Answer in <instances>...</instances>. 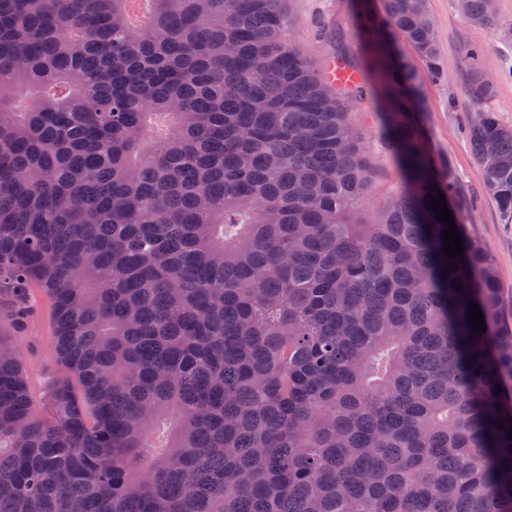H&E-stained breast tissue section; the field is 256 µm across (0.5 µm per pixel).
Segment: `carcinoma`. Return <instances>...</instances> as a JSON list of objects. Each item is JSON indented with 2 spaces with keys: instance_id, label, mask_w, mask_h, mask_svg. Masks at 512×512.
Instances as JSON below:
<instances>
[{
  "instance_id": "obj_1",
  "label": "carcinoma",
  "mask_w": 512,
  "mask_h": 512,
  "mask_svg": "<svg viewBox=\"0 0 512 512\" xmlns=\"http://www.w3.org/2000/svg\"><path fill=\"white\" fill-rule=\"evenodd\" d=\"M355 33L401 176L362 224L358 88L314 73L282 0H0V323L39 286L63 369L37 410L0 339V512H512V330L425 147L427 0ZM492 91L467 133L512 219Z\"/></svg>"
}]
</instances>
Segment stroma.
I'll list each match as a JSON object with an SVG mask.
<instances>
[{
    "label": "stroma",
    "instance_id": "35a3bbf8",
    "mask_svg": "<svg viewBox=\"0 0 512 512\" xmlns=\"http://www.w3.org/2000/svg\"><path fill=\"white\" fill-rule=\"evenodd\" d=\"M290 29L298 46L308 54L314 71L336 58V46L321 35L335 28L346 33L345 44L352 55L360 49L352 35L355 18L351 0H284ZM436 24L444 76L439 81L424 79L426 110L422 122L428 148L436 160H448L458 184L472 205L465 213L468 228L492 256L498 275L500 301L506 322L512 323V223L506 222L496 202L485 191L483 173L476 163L465 124L472 106L470 89L475 78L493 86L483 109L495 112L499 121L512 127V0H495L500 21L491 30L470 22L459 10L458 0H428ZM479 52L477 63L466 53ZM352 123L364 134V147L375 163L368 194L355 208V221H367L398 192L399 176L382 148L381 129L368 102L351 101ZM31 293L36 315L23 329L0 326V336L16 346L34 400H41L48 383L60 375L54 350L52 305L40 288Z\"/></svg>",
    "mask_w": 512,
    "mask_h": 512
}]
</instances>
